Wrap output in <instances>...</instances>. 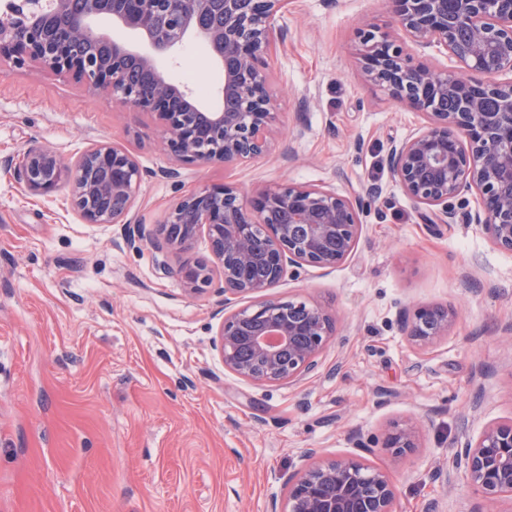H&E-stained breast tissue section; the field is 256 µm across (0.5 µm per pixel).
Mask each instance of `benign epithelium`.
Returning a JSON list of instances; mask_svg holds the SVG:
<instances>
[{"label":"benign epithelium","instance_id":"7a95c632","mask_svg":"<svg viewBox=\"0 0 512 512\" xmlns=\"http://www.w3.org/2000/svg\"><path fill=\"white\" fill-rule=\"evenodd\" d=\"M398 29L419 47L443 49L464 68L488 76L512 71V0H390ZM288 0H12L0 11V60L42 64L92 93L160 120L166 153L182 164L226 167L266 155L280 112L270 92L268 57L283 42L277 17ZM105 20L110 28L100 30ZM194 36L224 73L221 105L203 111L194 90L167 78L158 57ZM365 80L420 112L424 123L392 141L385 163L430 224H474L491 244L512 252V81L475 83L412 65L404 43L371 28L360 33ZM499 101L496 112L484 100ZM144 169L131 153L105 143L74 161L49 149L24 152L18 179L33 194L68 187L86 224H131ZM475 195L458 213L450 200ZM361 200L318 185L282 183L244 192L203 186L183 195L158 225L157 249L182 255L159 270L201 294L224 282V308L238 297L257 302L224 317L214 339L224 368L257 385H296L315 372L336 334V318L305 299L280 301L270 290L291 268H336L354 252L363 227ZM213 260L187 258L200 234ZM456 313L421 305L402 330L422 347L448 335ZM417 423L392 424L383 448L400 457L416 447ZM280 475L284 510L394 512L389 476L358 454L313 461ZM453 466L489 501L512 498V419L488 425L453 454Z\"/></svg>","mask_w":512,"mask_h":512}]
</instances>
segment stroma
<instances>
[{
  "label": "stroma",
  "instance_id": "35a3bbf8",
  "mask_svg": "<svg viewBox=\"0 0 512 512\" xmlns=\"http://www.w3.org/2000/svg\"><path fill=\"white\" fill-rule=\"evenodd\" d=\"M278 23L267 76L280 130L269 154L231 169L175 165L154 115L38 63L0 62V512H267L304 449L329 460L357 438L394 483L397 512H512L462 478L444 482L454 448L512 418V253L474 225L425 223L390 177V141L422 119L360 76L358 33L394 29L389 0H290ZM208 55L193 40L160 65L177 80L203 59L196 82L212 109L222 73ZM102 142L144 168L134 215L148 233L203 185L360 197L351 257L272 290L336 318L314 375L258 386L225 370L213 347L222 289L187 294L159 274L152 245L114 247L123 225L82 223L66 189L35 195L16 178L28 148L68 163ZM173 166L176 181L162 175ZM427 304L459 316L420 349L402 322ZM414 417L426 420L416 448L392 457L386 429Z\"/></svg>",
  "mask_w": 512,
  "mask_h": 512
}]
</instances>
